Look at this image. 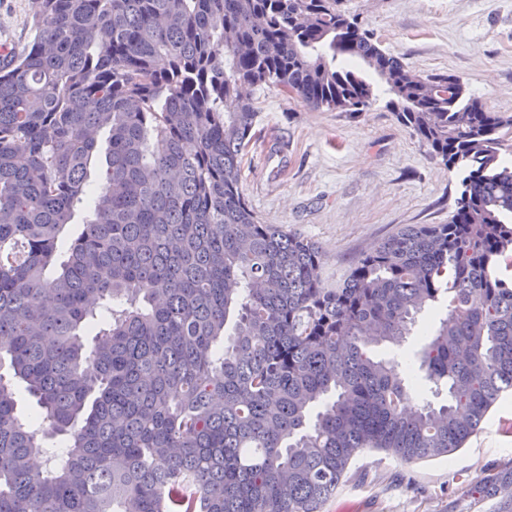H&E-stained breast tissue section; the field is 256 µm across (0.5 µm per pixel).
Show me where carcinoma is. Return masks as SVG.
I'll list each match as a JSON object with an SVG mask.
<instances>
[{
  "label": "carcinoma",
  "instance_id": "cac0c4a2",
  "mask_svg": "<svg viewBox=\"0 0 512 512\" xmlns=\"http://www.w3.org/2000/svg\"><path fill=\"white\" fill-rule=\"evenodd\" d=\"M31 22L0 54V512H321L362 450L449 457L512 392L511 115L407 69L339 0H31ZM359 61L460 188L448 223L323 288L316 244L245 202L242 87L363 112ZM103 131L92 218L49 277ZM444 297L409 363L379 355ZM48 436L65 450L38 467ZM467 493L511 506L512 466ZM16 401L17 411L24 422L33 427L48 428V422L44 420V415L37 406L36 401L23 386H19L16 390Z\"/></svg>",
  "mask_w": 512,
  "mask_h": 512
}]
</instances>
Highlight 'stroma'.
<instances>
[{
	"label": "stroma",
	"instance_id": "1",
	"mask_svg": "<svg viewBox=\"0 0 512 512\" xmlns=\"http://www.w3.org/2000/svg\"><path fill=\"white\" fill-rule=\"evenodd\" d=\"M380 47L421 75L453 74L491 112L512 114V0H343ZM30 0H0V43L33 40ZM261 139L241 161L243 196L264 224L313 241L321 284L342 282L363 254L406 224H444L459 180L377 101L362 112L314 110L278 87L252 92ZM512 461V398L448 458L408 463L367 450L322 512H498L459 475Z\"/></svg>",
	"mask_w": 512,
	"mask_h": 512
}]
</instances>
